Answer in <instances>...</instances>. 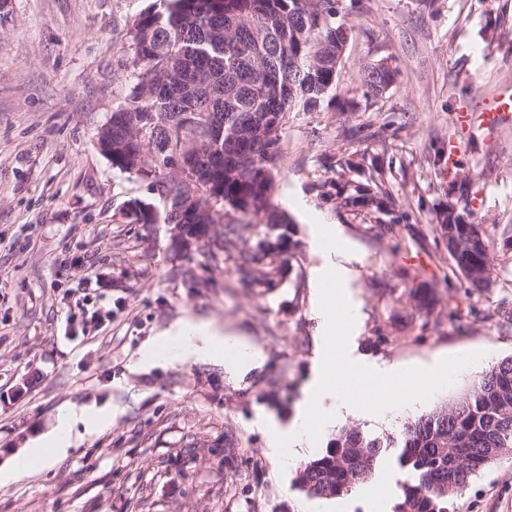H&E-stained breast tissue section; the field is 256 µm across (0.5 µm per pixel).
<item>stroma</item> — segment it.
Instances as JSON below:
<instances>
[{"instance_id":"obj_1","label":"stroma","mask_w":512,"mask_h":512,"mask_svg":"<svg viewBox=\"0 0 512 512\" xmlns=\"http://www.w3.org/2000/svg\"><path fill=\"white\" fill-rule=\"evenodd\" d=\"M154 3L11 0L0 22V466L62 411L113 412L52 469L0 483V512H393L406 478L395 454L368 483L318 499L266 451L263 419L292 421L322 343L321 258L295 203L337 225L354 253L358 352L403 365L482 355L430 401L358 420L363 431L399 433L512 357V326L498 319L512 311V121L475 131L456 118L512 91V0H336L351 35L334 99L289 113L280 133L274 202L299 246L269 288L210 244L178 250L171 225L136 223L129 201L157 195L97 147L135 83L130 27ZM380 63L394 81L368 91L362 75ZM342 156L376 181L388 213L337 206L353 177ZM451 204L492 241L491 286L473 296L436 221ZM419 288L431 309L413 300ZM188 317L261 348L264 363L234 378L201 360L138 365L146 341ZM454 512H512V453Z\"/></svg>"}]
</instances>
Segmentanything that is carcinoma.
<instances>
[{"label": "carcinoma", "instance_id": "cac0c4a2", "mask_svg": "<svg viewBox=\"0 0 512 512\" xmlns=\"http://www.w3.org/2000/svg\"><path fill=\"white\" fill-rule=\"evenodd\" d=\"M336 14V0H161L129 30L131 103L98 132L113 167L150 179L164 223L214 244L256 285L273 286L276 260L296 246L273 201L277 145L287 114L316 109L336 86V49L345 40ZM258 112L279 125L249 140L220 137L224 117ZM200 152L208 168L178 175ZM336 199L346 210L388 213L368 181L343 185ZM226 205L249 220L224 222ZM459 219L449 208L438 224L470 296L490 285V244L480 225ZM221 223L224 232L213 236ZM390 448L409 475L393 512H450L472 476L512 452V358L397 436L339 430L325 452L301 464L297 484L311 498L345 495L375 475Z\"/></svg>", "mask_w": 512, "mask_h": 512}]
</instances>
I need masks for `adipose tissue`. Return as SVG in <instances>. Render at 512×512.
Instances as JSON below:
<instances>
[{"instance_id":"adipose-tissue-1","label":"adipose tissue","mask_w":512,"mask_h":512,"mask_svg":"<svg viewBox=\"0 0 512 512\" xmlns=\"http://www.w3.org/2000/svg\"><path fill=\"white\" fill-rule=\"evenodd\" d=\"M172 347L179 348L181 358L212 360L232 372L260 366L265 359L261 349L224 332L216 323L189 318L149 341L142 351L143 363L155 365L166 361ZM111 420L112 414L108 411L81 409L61 414L45 442L16 455L7 469H0V478L18 479L31 470L52 467L70 448L75 426H82L84 433L90 434Z\"/></svg>"}]
</instances>
